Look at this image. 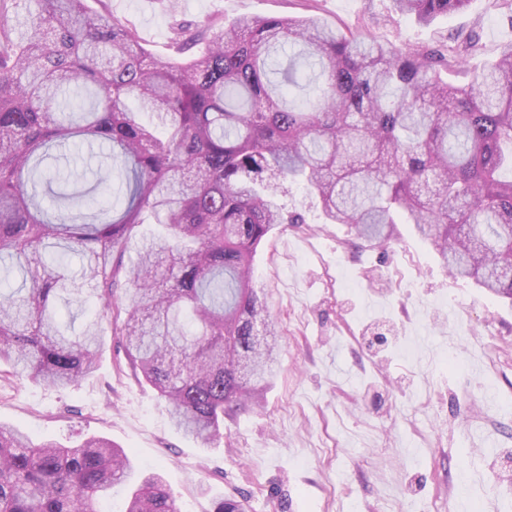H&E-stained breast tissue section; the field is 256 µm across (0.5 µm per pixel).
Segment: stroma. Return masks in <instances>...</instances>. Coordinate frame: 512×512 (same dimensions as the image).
Instances as JSON below:
<instances>
[{"mask_svg": "<svg viewBox=\"0 0 512 512\" xmlns=\"http://www.w3.org/2000/svg\"><path fill=\"white\" fill-rule=\"evenodd\" d=\"M153 56L174 23L243 15L312 16L385 45L446 48L476 36L473 65L512 40V0H470L428 24L391 0H110ZM103 154L65 152L47 179L94 187ZM300 212L259 248L253 278L280 333L281 370L263 409L224 420L209 448L174 427L163 398L109 340L96 373L57 389L0 372V422L35 444L103 436L138 471L162 472L179 512H512V305L450 275L412 225L370 245L324 223L308 189L283 198Z\"/></svg>", "mask_w": 512, "mask_h": 512, "instance_id": "1", "label": "stroma"}]
</instances>
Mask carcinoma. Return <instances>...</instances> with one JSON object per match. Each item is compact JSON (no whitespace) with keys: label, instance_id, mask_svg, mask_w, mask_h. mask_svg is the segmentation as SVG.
<instances>
[{"label":"carcinoma","instance_id":"cac0c4a2","mask_svg":"<svg viewBox=\"0 0 512 512\" xmlns=\"http://www.w3.org/2000/svg\"><path fill=\"white\" fill-rule=\"evenodd\" d=\"M96 2L0 0V277L22 274L0 295V366L12 375L77 383L115 336L183 435L220 440L224 417L259 404L278 368L252 272L272 233L303 223L281 203L285 181L368 242L414 225L445 267L512 301L499 272L512 257V41L458 84L440 70H463L472 36L448 54L418 51L311 17L247 15L190 37L176 24L157 58ZM393 2L428 24L469 0ZM77 138L120 163L124 206H42L41 163ZM143 224L164 232L139 239ZM48 248L80 255L81 277L46 263ZM85 295L100 310L70 336L54 302ZM134 476L106 438L33 444L0 424V512H96ZM125 512L178 509L152 475Z\"/></svg>","mask_w":512,"mask_h":512}]
</instances>
